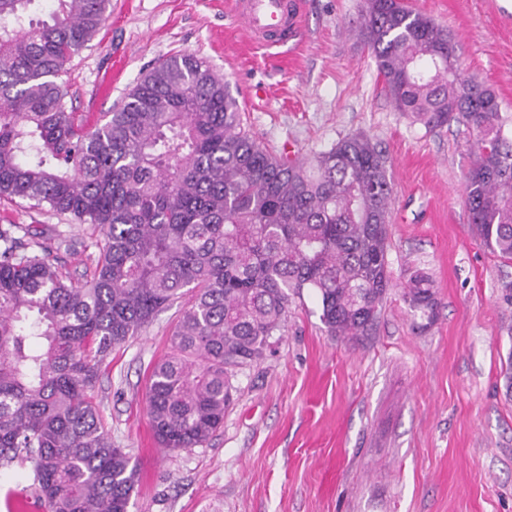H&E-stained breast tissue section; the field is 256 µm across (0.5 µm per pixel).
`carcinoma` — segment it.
<instances>
[{
	"mask_svg": "<svg viewBox=\"0 0 512 512\" xmlns=\"http://www.w3.org/2000/svg\"><path fill=\"white\" fill-rule=\"evenodd\" d=\"M33 2L0 0V198L89 224L104 244L74 282L37 228L0 224V465L30 464L45 512H127L137 472L94 397L112 348L191 294L147 413L159 447L204 446L237 372L271 351L304 292L330 335H374L393 287L391 175L363 133L305 160L270 151L191 54L154 65L90 128L62 76L110 0H54L43 21ZM359 35L397 111L475 134L465 204L512 260V137L495 92L460 73L454 38L406 0H365ZM404 288L433 320L431 277L416 269Z\"/></svg>",
	"mask_w": 512,
	"mask_h": 512,
	"instance_id": "obj_1",
	"label": "carcinoma"
}]
</instances>
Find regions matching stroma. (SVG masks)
Segmentation results:
<instances>
[{"label": "stroma", "mask_w": 512, "mask_h": 512, "mask_svg": "<svg viewBox=\"0 0 512 512\" xmlns=\"http://www.w3.org/2000/svg\"><path fill=\"white\" fill-rule=\"evenodd\" d=\"M364 0H305L298 46L255 45L226 0H111L65 76L89 123L158 61L193 54L228 83L243 125L303 159L369 136L392 177L393 286L374 335L327 333L314 295L288 309L274 351L238 372L235 402L206 447H158L146 408L152 366L170 351L182 303L102 365L95 401L138 473L128 512H512V261L477 235L464 204L475 137L398 112L358 36ZM450 31L458 64L512 113V10L500 0H408ZM127 68L111 82L112 59ZM65 237L60 271L82 278L98 254L87 224L0 199V224ZM432 277L434 319L406 301L412 270Z\"/></svg>", "instance_id": "stroma-1"}]
</instances>
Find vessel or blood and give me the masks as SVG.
Listing matches in <instances>:
<instances>
[{
	"instance_id": "1",
	"label": "vessel or blood",
	"mask_w": 512,
	"mask_h": 512,
	"mask_svg": "<svg viewBox=\"0 0 512 512\" xmlns=\"http://www.w3.org/2000/svg\"><path fill=\"white\" fill-rule=\"evenodd\" d=\"M302 9V0H235L244 31L265 47L297 41Z\"/></svg>"
}]
</instances>
